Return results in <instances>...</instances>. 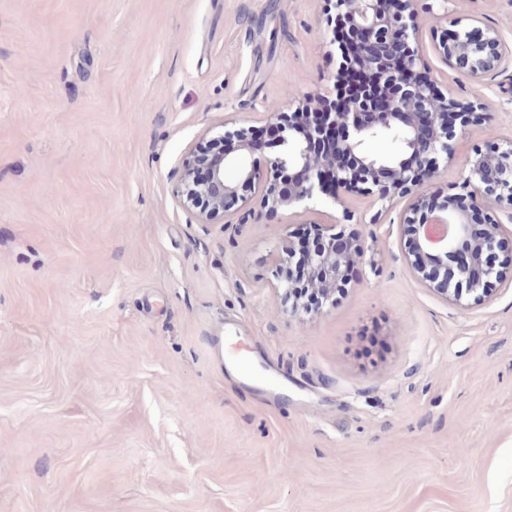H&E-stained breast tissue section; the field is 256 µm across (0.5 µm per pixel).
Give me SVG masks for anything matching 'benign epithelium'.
<instances>
[{
  "instance_id": "7a95c632",
  "label": "benign epithelium",
  "mask_w": 512,
  "mask_h": 512,
  "mask_svg": "<svg viewBox=\"0 0 512 512\" xmlns=\"http://www.w3.org/2000/svg\"><path fill=\"white\" fill-rule=\"evenodd\" d=\"M327 2L322 23L330 31L333 13L347 18L360 44L350 67L373 71L380 88L395 90L389 107L365 123L358 115L370 107L367 100L324 111L323 97H308L294 106L291 94L268 109L262 121V127L279 130L278 152L259 166H246L241 159L256 151L251 130L215 131L207 150L195 149L182 159L174 197L196 213L202 224L224 213L231 200L248 210L257 204L269 211H289L320 197L335 204L358 193L370 194L383 204L405 198L409 215L400 226L401 234L409 236L405 261L413 277L460 307L484 300L502 273L493 263L479 277L472 270L484 257L495 254L502 239L512 236V227L500 223L478 228L471 223L470 213L504 202L512 207V139L492 153L476 151L466 156L467 176L460 184L439 185V165L455 158L457 137L466 134L478 106L439 92L427 76L415 0ZM386 36L406 41V55L389 58ZM433 49L445 64L468 62L467 75L476 84L493 71L512 69V43L503 41L475 15L451 37L436 39ZM329 128L342 137L332 153L317 156L312 142ZM380 140L395 143L398 153L392 157L370 153L369 145ZM232 165L237 170L229 177L226 168ZM287 172L301 173L303 178L287 184L283 180ZM316 229L318 249L296 256L295 236L290 234L278 260L283 266L301 262L315 289L329 301L345 271L361 263L363 251L334 224L318 223Z\"/></svg>"
}]
</instances>
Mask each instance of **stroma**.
<instances>
[{
	"instance_id": "stroma-1",
	"label": "stroma",
	"mask_w": 512,
	"mask_h": 512,
	"mask_svg": "<svg viewBox=\"0 0 512 512\" xmlns=\"http://www.w3.org/2000/svg\"><path fill=\"white\" fill-rule=\"evenodd\" d=\"M417 0L425 38L512 0ZM326 0H0V512H512V252L466 308L404 261L403 203L176 201L215 126L330 95ZM463 158L512 138V70L478 84ZM338 223L364 260L284 312L288 234Z\"/></svg>"
}]
</instances>
